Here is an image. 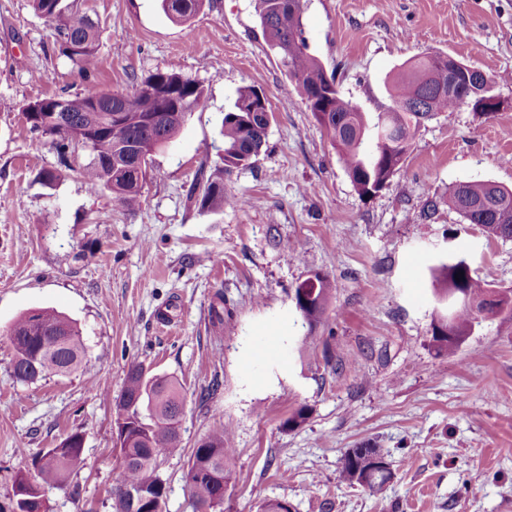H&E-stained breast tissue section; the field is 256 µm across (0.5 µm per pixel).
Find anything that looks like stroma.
<instances>
[{"instance_id": "1", "label": "stroma", "mask_w": 512, "mask_h": 512, "mask_svg": "<svg viewBox=\"0 0 512 512\" xmlns=\"http://www.w3.org/2000/svg\"><path fill=\"white\" fill-rule=\"evenodd\" d=\"M88 5L99 51L84 77L30 0H0V502L33 457L78 432L83 462L48 490L47 510L113 512L123 468L112 407L139 364L185 395L182 451L158 460L164 512H194L184 474L216 427L236 450L224 512L275 500L292 512H512V310L454 352L431 345L432 267L462 257L474 278L512 290V239L487 237L445 207L433 221L414 218L461 182L512 189V0H305L312 53L367 116L383 111L390 80L421 53L497 80L496 112L437 113L368 197L269 51L251 0H213L185 23L159 0ZM170 69L200 82L206 104L156 151L133 213L110 191L87 190L84 148L61 167L22 112L90 83L130 93ZM243 86L262 90L271 110L260 154L224 182L247 203L197 210L187 191L203 157L218 161L221 119ZM44 169L59 179L42 184ZM316 274L335 291L312 327L294 290ZM218 290L233 311L220 325L210 315ZM39 308L77 322L84 368L23 383L6 332ZM300 408L306 421L286 428ZM365 446L391 467L377 494L341 477L343 453Z\"/></svg>"}]
</instances>
